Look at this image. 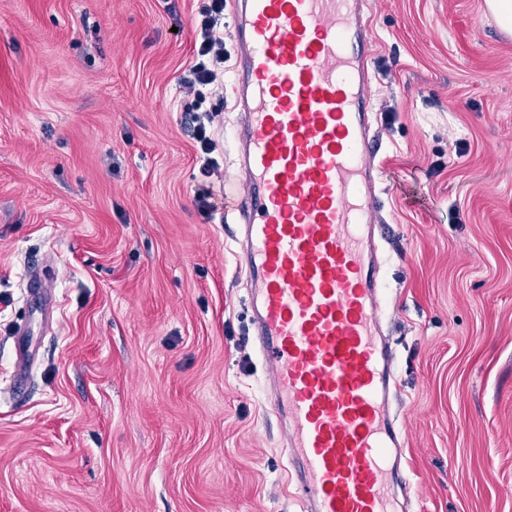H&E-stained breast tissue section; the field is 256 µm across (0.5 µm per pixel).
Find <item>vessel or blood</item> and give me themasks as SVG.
Listing matches in <instances>:
<instances>
[{
    "instance_id": "obj_1",
    "label": "vessel or blood",
    "mask_w": 512,
    "mask_h": 512,
    "mask_svg": "<svg viewBox=\"0 0 512 512\" xmlns=\"http://www.w3.org/2000/svg\"><path fill=\"white\" fill-rule=\"evenodd\" d=\"M366 0H236V191L254 340L309 512H399Z\"/></svg>"
}]
</instances>
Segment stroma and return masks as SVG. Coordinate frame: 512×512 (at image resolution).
I'll return each mask as SVG.
<instances>
[{"mask_svg": "<svg viewBox=\"0 0 512 512\" xmlns=\"http://www.w3.org/2000/svg\"><path fill=\"white\" fill-rule=\"evenodd\" d=\"M198 6L0 0V512L303 507L241 229L194 198L239 164L231 82L216 170L183 123ZM369 12L399 499L512 512V37L484 0Z\"/></svg>", "mask_w": 512, "mask_h": 512, "instance_id": "stroma-1", "label": "stroma"}]
</instances>
